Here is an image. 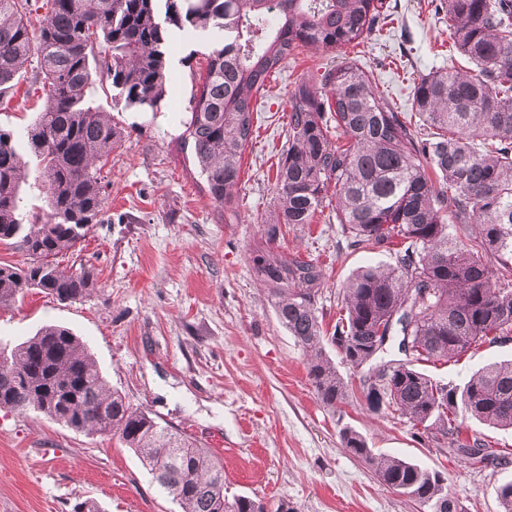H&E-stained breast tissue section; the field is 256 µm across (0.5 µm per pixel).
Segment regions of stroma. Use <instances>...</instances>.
<instances>
[{"instance_id":"stroma-1","label":"stroma","mask_w":512,"mask_h":512,"mask_svg":"<svg viewBox=\"0 0 512 512\" xmlns=\"http://www.w3.org/2000/svg\"><path fill=\"white\" fill-rule=\"evenodd\" d=\"M439 2L386 0L388 19L360 46L303 47L288 58L255 98L256 132L243 153L231 224L179 145L211 33H173L171 81L157 110L125 106L110 85H95L87 103L105 112L120 135L103 171L108 212L85 241L57 257L60 268L92 269L94 288L73 302L31 290L0 308V348L48 324L70 328L111 389L197 439L223 460L228 494L257 497L268 512L283 502L291 512H420L343 447L347 427L375 450L443 471L465 512H501L496 489L512 481L511 429L469 422V436L508 458L469 466L449 455L447 443L418 436L401 415L352 400L324 406L308 381L305 353L279 323L250 262L272 213L288 99L299 82L322 87L326 69L352 61L399 111H410L415 80L451 65L469 71ZM31 78L23 69L15 95L0 106V128L23 132L42 109L43 99L26 93ZM338 205L329 196L312 223L287 228L281 241L285 253L322 266L317 307L328 329L358 269L395 263L389 252L348 246ZM46 208L42 170L28 157L19 218L31 223ZM511 359L512 342L485 345L424 371L460 386L480 366ZM82 501L101 512H181L117 440L72 431L33 410L0 409V512H73Z\"/></svg>"}]
</instances>
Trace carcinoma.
<instances>
[{
  "label": "carcinoma",
  "instance_id": "cac0c4a2",
  "mask_svg": "<svg viewBox=\"0 0 512 512\" xmlns=\"http://www.w3.org/2000/svg\"><path fill=\"white\" fill-rule=\"evenodd\" d=\"M441 10L475 74L450 68L414 83L415 117L428 133L418 134L346 61L324 73L327 94L302 83L290 96L275 216L250 261L278 321L308 354V379L324 405L344 402L352 390L323 352L328 342L353 368L380 360L369 376L380 387L379 405L368 400V409L397 412L427 437L448 440L459 462L487 465L500 455L463 436V423L472 417L512 427V362L489 363L459 388L418 365L512 340V0H442ZM386 17V0H0V104L31 59L32 85L45 96L24 133L0 129V245L30 258L23 268L0 265V307L28 290L72 302L93 287L91 269L65 272L51 258L107 212L101 171L119 133L85 105L96 82L109 83L128 107L153 110L170 82L172 32H212L181 140L210 201L224 209L234 204L255 133L253 95L298 48L359 44ZM335 130L343 141H333ZM20 137L45 178L48 211L34 224L18 218ZM331 186L349 246L393 248L396 263L385 271L365 266L348 280L345 313L326 336L316 307L323 270L280 251V239L284 227L312 223ZM486 253L496 265L485 263ZM393 346L404 358L384 360ZM2 408L117 438L183 512H266L257 498L224 493L221 459L107 387L66 327L47 325L9 353L0 350ZM341 438L382 485L424 512H459L442 472L377 453L355 429Z\"/></svg>",
  "mask_w": 512,
  "mask_h": 512
}]
</instances>
